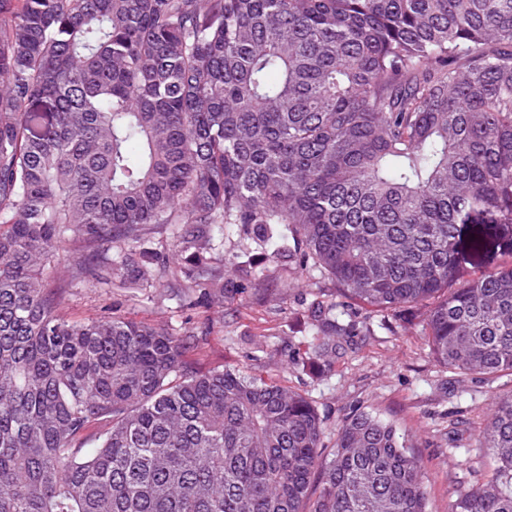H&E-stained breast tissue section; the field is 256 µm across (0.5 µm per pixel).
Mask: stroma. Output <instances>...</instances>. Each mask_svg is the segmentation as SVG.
<instances>
[{
  "mask_svg": "<svg viewBox=\"0 0 512 512\" xmlns=\"http://www.w3.org/2000/svg\"><path fill=\"white\" fill-rule=\"evenodd\" d=\"M255 277L244 297L189 311L166 287L144 288L131 279L123 288H102L71 280L64 258L51 273L52 282L66 286L60 310L68 316L115 314L178 331L208 326L188 361L203 369L230 365L302 393L326 420L325 448L357 412L392 422L425 465L429 512H451L457 496L493 465L479 452L478 437L494 400L512 393V374L462 376L439 365L421 335L423 311L390 316L350 304L337 311L353 329L337 337L335 355L302 368L296 359L308 338L311 303L334 298V284L286 261L261 263Z\"/></svg>",
  "mask_w": 512,
  "mask_h": 512,
  "instance_id": "stroma-1",
  "label": "stroma"
}]
</instances>
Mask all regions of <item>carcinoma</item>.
<instances>
[{"instance_id":"obj_1","label":"carcinoma","mask_w":512,"mask_h":512,"mask_svg":"<svg viewBox=\"0 0 512 512\" xmlns=\"http://www.w3.org/2000/svg\"><path fill=\"white\" fill-rule=\"evenodd\" d=\"M164 230L186 306L244 293L261 254L428 306L450 370L512 372V262L468 272L512 256V0H0V512H428L372 413L324 459L307 397L197 369L192 332L57 312L60 253L162 279ZM336 310L312 302L298 361L336 353ZM480 447L452 512H512V393Z\"/></svg>"}]
</instances>
